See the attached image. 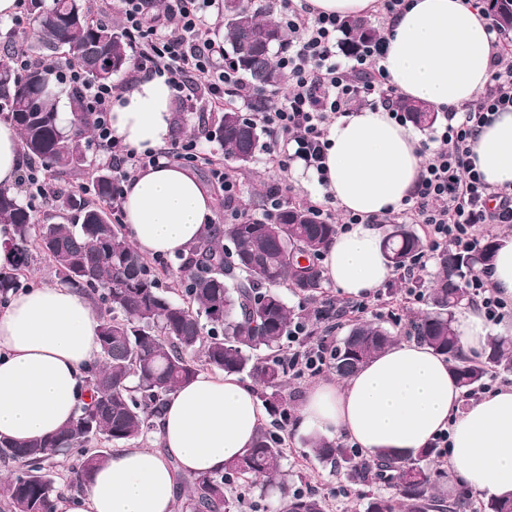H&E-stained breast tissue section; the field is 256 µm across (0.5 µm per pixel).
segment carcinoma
I'll list each match as a JSON object with an SVG mask.
<instances>
[{
  "label": "carcinoma",
  "mask_w": 512,
  "mask_h": 512,
  "mask_svg": "<svg viewBox=\"0 0 512 512\" xmlns=\"http://www.w3.org/2000/svg\"><path fill=\"white\" fill-rule=\"evenodd\" d=\"M494 19L512 31V0H489ZM32 25L38 39L31 51H49L82 70L88 84H110L129 65L124 30L94 21L87 0H52L34 4ZM345 52L381 36L361 18L344 23ZM229 46V63L259 87L280 88L287 76L274 61L285 51L286 27L261 17L255 0H224L220 25ZM53 66L33 64L18 74L14 58L0 55V119L18 131L22 150L40 171L41 181L67 173L79 180L75 190L49 195L46 214L23 203L20 188L0 186V224L11 226L12 261L0 267V302L22 284L35 259L60 281L87 295L100 320V352L88 372L90 402L63 429L44 439L16 442L0 437V464L8 477L0 497L10 512H54L63 491L78 494L109 449L141 440L157 427L169 396L202 369L246 375L261 387V402L272 421L284 420L291 406L282 390L287 375L283 342L295 325L310 320L330 332L343 310L327 302L314 316L297 312L281 289L314 300L324 294L320 258L336 237V225L317 208L288 202L269 217L232 219L208 225L201 240L179 264L180 299L161 288L153 264L130 244L123 226L111 215L120 205L112 166L87 164L94 132L93 115L83 111V89L71 87L73 121L59 124L58 89ZM395 107L417 126L434 124L439 113L401 98ZM224 157L239 168L262 149L258 127L235 108L212 117ZM383 248L395 270L416 260L425 248L410 226L395 224L383 235ZM500 242L491 237L475 252L444 249L437 254V274L430 310L409 324V335L448 358L458 384L467 393L482 388L492 373H512V338L491 337L483 359L461 351L455 313L471 293L466 273L488 269ZM395 341L376 322L351 321L333 345L331 369L345 379ZM315 458L332 465L345 482L365 486L363 512H512V497L480 501L463 486L451 493L440 487L443 474L429 469L441 451L431 445L409 459L386 451L367 457L325 437L310 436ZM283 439L276 429L259 428L252 448L224 470L179 479L178 512H244V490L280 493L279 512H327L314 492L292 490L283 468ZM77 454V463L61 474L54 459Z\"/></svg>",
  "instance_id": "cac0c4a2"
}]
</instances>
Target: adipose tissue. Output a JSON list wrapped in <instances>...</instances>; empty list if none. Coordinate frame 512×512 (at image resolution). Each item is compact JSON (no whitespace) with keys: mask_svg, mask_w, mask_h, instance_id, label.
<instances>
[{"mask_svg":"<svg viewBox=\"0 0 512 512\" xmlns=\"http://www.w3.org/2000/svg\"><path fill=\"white\" fill-rule=\"evenodd\" d=\"M488 20L467 0H412L384 34L380 65L389 84L433 110L480 95L493 62ZM173 120L172 90L141 80L112 108V129L132 147L164 145ZM322 193L360 223L326 250L325 277L351 297L371 295L391 268L370 217L410 198L423 170L418 139L385 109H361L328 127ZM476 169L492 185L512 187V107L496 112L472 148ZM214 199L185 168L150 167L130 180L122 199L125 230L145 255L177 257L201 238ZM454 328L474 358L490 328L480 310L458 313ZM99 320L79 291L48 283L14 295L0 311V436L44 438L76 415L97 358ZM446 358L399 341L343 384L322 382L306 394L297 427L306 435L345 439L366 455L414 456L448 432V459L478 497L512 495V386L462 403ZM263 413L250 386L235 376L198 373L169 398L154 448H120L95 469L83 493L55 512H176L178 474L222 470L252 447Z\"/></svg>","mask_w":512,"mask_h":512,"instance_id":"ef3b65f1","label":"adipose tissue"}]
</instances>
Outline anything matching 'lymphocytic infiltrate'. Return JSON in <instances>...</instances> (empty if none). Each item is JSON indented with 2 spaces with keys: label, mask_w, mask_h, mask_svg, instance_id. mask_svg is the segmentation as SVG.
Masks as SVG:
<instances>
[{
  "label": "lymphocytic infiltrate",
  "mask_w": 512,
  "mask_h": 512,
  "mask_svg": "<svg viewBox=\"0 0 512 512\" xmlns=\"http://www.w3.org/2000/svg\"><path fill=\"white\" fill-rule=\"evenodd\" d=\"M123 23L129 38L136 77L162 78L175 97L207 98L220 107L226 95L241 99L252 117L275 133L270 150L281 169L303 161L306 169L323 174L326 125L329 115H346L354 100L391 109L397 90L387 83L379 65L385 42L376 39L352 53L343 52L344 23L333 14H312L306 0H280V14L288 30L302 33L299 44L279 59L291 81L285 97L258 111L253 88L242 82L221 60L211 38L209 17L217 0H164L162 11L151 13L145 0H123ZM66 85H84L85 109L92 112L96 145L111 162L119 183H126L149 167L172 162L186 166L206 164L229 203H236L240 182L223 165L203 155L196 140L137 151L112 129L113 104L129 91V83L85 85L82 74L60 64ZM512 107V67L493 65L483 95L473 104L449 108L435 150L421 174L413 196L403 208L389 211L390 219L425 225L427 247L418 264L426 266L439 250L473 251L480 247L479 229L485 224H512V188L485 181L472 161V144L493 112ZM331 354L327 340L302 350L289 349L288 372L294 378L319 375Z\"/></svg>",
  "instance_id": "lymphocytic-infiltrate-1"
}]
</instances>
